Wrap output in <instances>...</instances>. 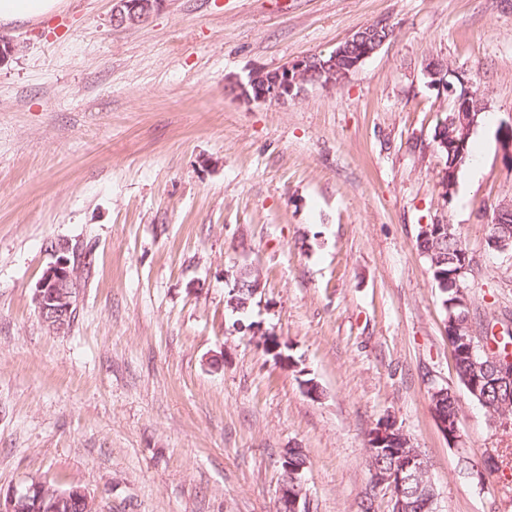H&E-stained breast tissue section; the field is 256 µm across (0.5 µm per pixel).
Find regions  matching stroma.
<instances>
[{
	"label": "stroma",
	"instance_id": "stroma-1",
	"mask_svg": "<svg viewBox=\"0 0 512 512\" xmlns=\"http://www.w3.org/2000/svg\"><path fill=\"white\" fill-rule=\"evenodd\" d=\"M379 19L392 37L340 82L240 96ZM0 37L19 46L0 66V488L75 485L102 512H277L301 448L310 512H358L390 417L431 464L437 512H512V470L482 482L464 464L512 448V423L459 384L416 246L421 225H453L473 308L512 319V255L486 243L512 197V0H165L133 27L112 0H67ZM450 85L487 108L481 174L459 169L448 194L433 136ZM51 240L92 259L61 332L32 300ZM250 267L262 290L232 311ZM436 386L458 399V447Z\"/></svg>",
	"mask_w": 512,
	"mask_h": 512
}]
</instances>
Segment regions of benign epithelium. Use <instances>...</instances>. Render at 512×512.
<instances>
[{"instance_id": "1", "label": "benign epithelium", "mask_w": 512, "mask_h": 512, "mask_svg": "<svg viewBox=\"0 0 512 512\" xmlns=\"http://www.w3.org/2000/svg\"><path fill=\"white\" fill-rule=\"evenodd\" d=\"M165 0H113L112 21L120 26L139 25L147 21L162 6ZM390 26L378 20L363 27L341 43L333 52L330 61H322L317 55L298 59L280 69L258 72L251 80L260 84L257 100L260 102H283L301 91L305 84H332L346 78L368 58L377 53L391 38ZM485 110L483 97L472 91L462 90L454 97L448 119L438 127L435 142L441 148L453 149L459 161L466 157V141L473 132L477 116ZM53 261L49 263L33 293V303L41 322L49 329L61 332L66 329L72 308V285L76 283L78 261L69 245L61 240L48 246ZM469 340L466 350L472 352L480 347L483 362L477 368L493 365L504 377L512 376V356L502 359L495 345L486 346L474 326L467 330ZM429 469L427 459L414 449L399 454L398 464L389 470L372 469L371 487H386L392 491V512H410L400 490L407 476L415 471ZM278 498L288 500L289 512H309L307 497L298 482L282 483ZM83 512H100L98 502L83 488L73 486L53 492L36 483L22 490L0 492V512H69L74 507Z\"/></svg>"}]
</instances>
